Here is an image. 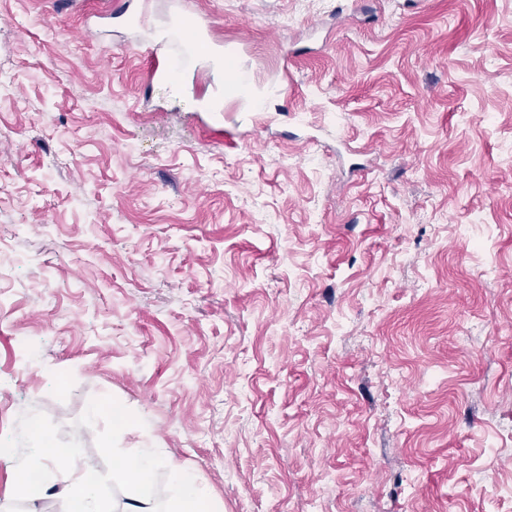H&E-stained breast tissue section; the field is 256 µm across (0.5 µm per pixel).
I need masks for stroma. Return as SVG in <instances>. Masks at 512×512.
<instances>
[{
	"label": "stroma",
	"instance_id": "1",
	"mask_svg": "<svg viewBox=\"0 0 512 512\" xmlns=\"http://www.w3.org/2000/svg\"><path fill=\"white\" fill-rule=\"evenodd\" d=\"M130 2L0 0V512L34 420L116 512L145 443L160 512H512V0ZM176 12L285 97L144 89ZM168 497L175 509L171 512L214 511L211 510L208 487L178 465L170 468Z\"/></svg>",
	"mask_w": 512,
	"mask_h": 512
}]
</instances>
